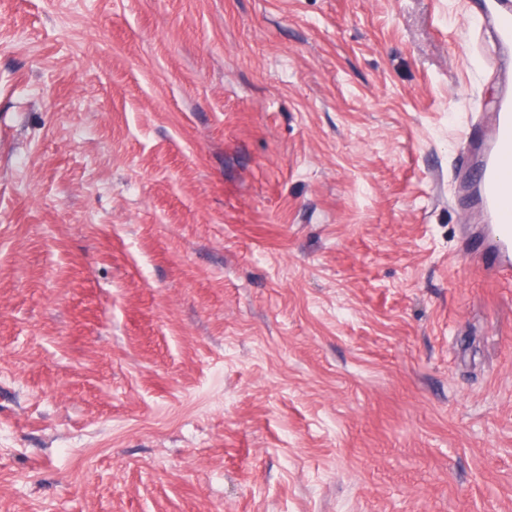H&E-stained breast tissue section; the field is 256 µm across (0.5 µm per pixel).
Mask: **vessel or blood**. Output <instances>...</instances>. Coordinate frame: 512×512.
I'll return each instance as SVG.
<instances>
[{
    "label": "vessel or blood",
    "mask_w": 512,
    "mask_h": 512,
    "mask_svg": "<svg viewBox=\"0 0 512 512\" xmlns=\"http://www.w3.org/2000/svg\"><path fill=\"white\" fill-rule=\"evenodd\" d=\"M475 7L500 46L495 62L502 91L489 124L470 137L468 162L478 179L459 207L481 217L464 241L473 261L512 284V0H477Z\"/></svg>",
    "instance_id": "obj_1"
}]
</instances>
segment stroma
<instances>
[{
	"label": "stroma",
	"mask_w": 512,
	"mask_h": 512,
	"mask_svg": "<svg viewBox=\"0 0 512 512\" xmlns=\"http://www.w3.org/2000/svg\"><path fill=\"white\" fill-rule=\"evenodd\" d=\"M495 53L468 0H0V512H512ZM473 6L492 29L502 91L486 126L470 136L468 163L478 174L459 198V208L481 216L469 225L464 245L490 277L512 284V1L478 0Z\"/></svg>",
	"instance_id": "1"
}]
</instances>
